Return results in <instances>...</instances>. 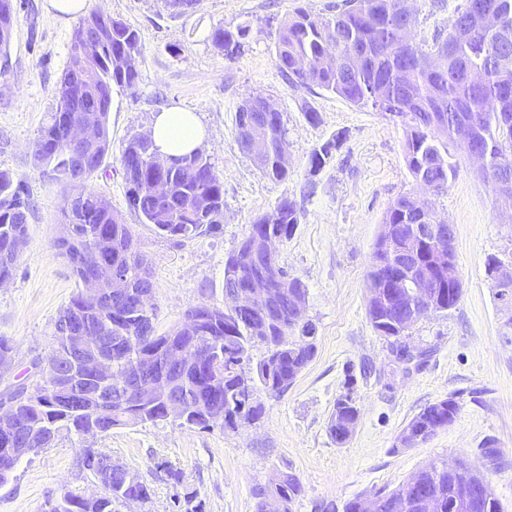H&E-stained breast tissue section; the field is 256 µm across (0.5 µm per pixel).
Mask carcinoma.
Masks as SVG:
<instances>
[{
    "label": "carcinoma",
    "mask_w": 512,
    "mask_h": 512,
    "mask_svg": "<svg viewBox=\"0 0 512 512\" xmlns=\"http://www.w3.org/2000/svg\"><path fill=\"white\" fill-rule=\"evenodd\" d=\"M406 0H342L336 11L311 14L300 7L277 18L274 41L275 64L293 88L316 86L334 94L352 106L369 108L373 103L369 88L383 85L388 106L380 114L404 132V155L414 182L427 180L438 195L448 189L457 167L452 162L455 139L452 129L456 120L466 116L472 121L475 138L472 147L488 155L491 170L503 163L512 164V68L499 67L498 60L512 59V0H486L494 5L499 27L474 31L469 40L448 44V36L460 27L473 26L470 5L481 0H464L448 20V26L436 34L432 45L416 41L405 44L395 40L401 25L415 28V15L405 17ZM13 26V11L0 9V53L7 47ZM251 25L217 27L209 35L212 47L233 61L242 54ZM363 56L364 64L351 70L344 60ZM143 51L139 32L123 19L92 11L75 25L69 48V62L56 86L57 104L49 113L33 143L34 156L40 169H48L54 179L68 187L63 198L65 222L55 246L62 251L78 284V292L55 320V341L42 383L24 387L10 397L16 420L35 434L33 452L56 445L61 433L79 438L106 434L119 426L168 420L167 402L175 394L187 402L200 386L215 392L213 403L189 415L179 425L206 429L212 423L205 413L217 406L223 411L221 427L235 429L241 422L260 420L264 404L256 399L257 388L273 395L285 393L298 374L314 358L316 345L311 323L298 326L282 299L283 315L267 332H256L253 319L233 315L225 309L198 304L190 308L184 320L163 334L156 333L157 314L142 301L154 293L153 274L134 240L130 225L115 213L103 195L90 186L102 171L109 152V115L113 87L131 86L141 74ZM85 104L76 113L79 125L92 133L78 152L58 142L57 116L73 110L74 102ZM267 127L266 140L274 153L288 150L287 130L281 112H262ZM347 135L337 132L315 147L308 159L309 175H318L341 151ZM157 148L149 135L132 137L125 144L121 164L137 158L133 173H124L128 185L129 205L142 224H150L159 235L192 239L219 230L224 223V182L215 166L201 150L180 157L183 168L167 172L169 194L161 200L153 190L156 176ZM316 182L309 180L300 197L279 199L273 209L257 217L248 234L235 249L237 260L224 264V292L243 287L256 269L252 247L268 234L284 241L294 234L305 210L306 201L315 193ZM436 215L434 204L421 211L404 194L387 208L381 225L394 224L404 235L411 234L410 225L428 224ZM32 207L21 183L13 174L0 169V283L12 278L17 262L27 243ZM97 250L107 256L124 278L120 296L112 295V281L100 280L96 293L88 291L90 279L83 267L82 254ZM122 302L128 319L112 317L111 305ZM412 298L403 293L400 303L385 305L379 299L367 300L366 315L372 329L380 336L394 337L396 351L406 355L401 344L404 324ZM202 316L200 342L218 352L222 359L216 371L192 361L170 367L180 385L171 388L159 382L156 398L150 403L124 404L126 385L142 373L143 355L165 367L164 359L180 350L186 342L182 328L196 316ZM90 327L92 336H108L118 356L112 363L110 377L102 383L111 395L109 405H89L79 413L64 406L56 388L76 379L62 355L70 344V329L78 322ZM261 343L267 355L249 374L241 371L250 348ZM454 396L425 406L401 430L409 444L416 445L431 438L439 428L448 426L458 414ZM359 411L349 395L336 399L328 423V432L338 444L337 428L356 427ZM411 480L421 485V496L382 512H448V473L437 469V463L415 473ZM97 498L66 493L49 504L47 512H112V503L137 497L146 503L151 488L146 480L126 465L112 462V481ZM280 498L279 512H292V506L305 494L300 478L288 472L274 474L252 488L255 512H264L267 496ZM468 512H500V506L489 483L474 494Z\"/></svg>",
    "instance_id": "carcinoma-1"
}]
</instances>
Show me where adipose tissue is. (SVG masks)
<instances>
[{"mask_svg":"<svg viewBox=\"0 0 512 512\" xmlns=\"http://www.w3.org/2000/svg\"><path fill=\"white\" fill-rule=\"evenodd\" d=\"M151 137L162 156L177 157L200 148L205 130L194 113L171 108L155 116Z\"/></svg>","mask_w":512,"mask_h":512,"instance_id":"adipose-tissue-1","label":"adipose tissue"}]
</instances>
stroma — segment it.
Returning a JSON list of instances; mask_svg holds the SVG:
<instances>
[{"instance_id": "1", "label": "stroma", "mask_w": 512, "mask_h": 512, "mask_svg": "<svg viewBox=\"0 0 512 512\" xmlns=\"http://www.w3.org/2000/svg\"><path fill=\"white\" fill-rule=\"evenodd\" d=\"M336 0H200L183 14L160 0H91V9L122 18L137 29L143 50L141 76L118 87L109 116L111 145L103 172L92 181L130 224L154 270L156 328L166 332L189 307L224 304V260L252 221L284 197L300 195L313 148L336 132L347 140L317 177L314 195L291 239L276 257L306 290V317L316 328V354L288 391L260 393L265 416L236 430L184 428L173 420L117 427L79 439L59 437L55 447L29 455L0 484V512H44L48 501L72 491L86 497L104 489L81 465L85 449L109 455L151 486L147 504L113 503L112 512H178V499L195 494L203 512H254L251 490L273 474L297 475L304 497L293 512H318L356 495L392 490L442 460L476 461L495 440L500 459L485 470L500 504L512 512V308L495 296L488 257L512 261V213L502 210L491 182L456 153L458 174L435 197L437 214L456 228L455 250L463 294L455 308L428 313L409 330L411 361L398 360L366 316L367 273L382 217L415 184L406 165L403 132L378 112L359 109L319 88L294 89L274 61L268 19L293 6L325 14ZM463 0H410L418 18L414 35L432 41ZM14 27L0 54V168L21 181L34 206L28 242L13 277L0 285V336L14 348L0 391L34 384L53 349L54 321L77 291V282L55 246L63 220L62 185L44 176L33 142L56 105L55 88L69 61L75 19H59L46 0H14ZM251 22L254 31L238 59L225 61L207 36L216 26ZM272 101L288 129V178H264L235 138V114L249 97ZM314 106L319 124L304 111ZM169 108L195 112L207 131L201 146L224 183L220 232L170 239L140 223L130 210L121 153L133 136L148 133L154 115ZM352 397L356 429L336 444L328 421L338 396ZM455 395L453 423L427 442L400 448L396 439L427 404ZM178 471L180 481L166 476Z\"/></svg>"}]
</instances>
